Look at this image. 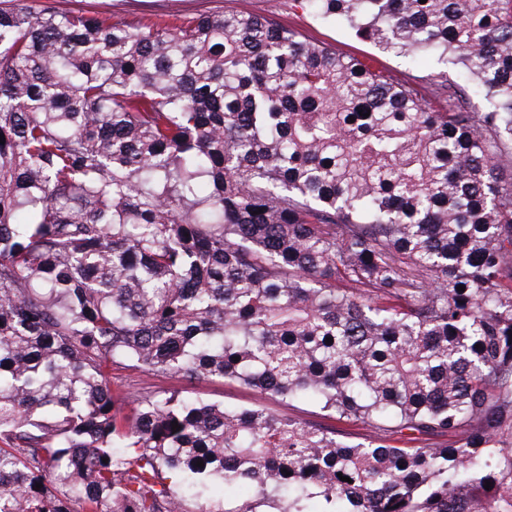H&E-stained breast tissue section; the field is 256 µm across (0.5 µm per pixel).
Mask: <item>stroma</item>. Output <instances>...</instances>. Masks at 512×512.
<instances>
[{"label":"stroma","instance_id":"1","mask_svg":"<svg viewBox=\"0 0 512 512\" xmlns=\"http://www.w3.org/2000/svg\"><path fill=\"white\" fill-rule=\"evenodd\" d=\"M54 6L88 9L115 22L138 20L189 19L201 14L243 10L272 18L298 32L304 39L324 44L336 52L360 58L394 80L407 81L427 97H434L432 74L437 69L434 57L411 63L401 56L380 51L373 43L357 38L341 23H323L296 4L295 0H52ZM114 384L153 395L180 389L205 400L229 406H249L258 401L256 392L221 381L192 380L164 374L141 373L113 368Z\"/></svg>","mask_w":512,"mask_h":512}]
</instances>
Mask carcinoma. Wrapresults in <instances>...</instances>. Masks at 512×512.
Segmentation results:
<instances>
[{
	"label": "carcinoma",
	"instance_id": "carcinoma-1",
	"mask_svg": "<svg viewBox=\"0 0 512 512\" xmlns=\"http://www.w3.org/2000/svg\"><path fill=\"white\" fill-rule=\"evenodd\" d=\"M297 2L446 106L249 12L0 5V512H512V0ZM112 383L153 395L165 390L180 389L205 400L229 406H250L260 400L256 392L221 381L192 380L164 374L141 373L112 366ZM261 401L281 415L295 416L310 422L323 421L320 415H318L319 410L314 407L299 404L288 406V403H281L269 397Z\"/></svg>",
	"mask_w": 512,
	"mask_h": 512
}]
</instances>
